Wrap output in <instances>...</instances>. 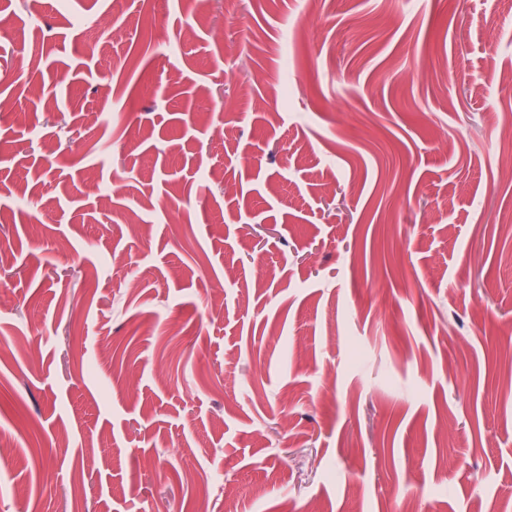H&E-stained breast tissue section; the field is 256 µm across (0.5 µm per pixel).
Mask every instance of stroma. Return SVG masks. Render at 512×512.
Masks as SVG:
<instances>
[{
	"instance_id": "obj_1",
	"label": "stroma",
	"mask_w": 512,
	"mask_h": 512,
	"mask_svg": "<svg viewBox=\"0 0 512 512\" xmlns=\"http://www.w3.org/2000/svg\"><path fill=\"white\" fill-rule=\"evenodd\" d=\"M0 512H512V0H0Z\"/></svg>"
}]
</instances>
